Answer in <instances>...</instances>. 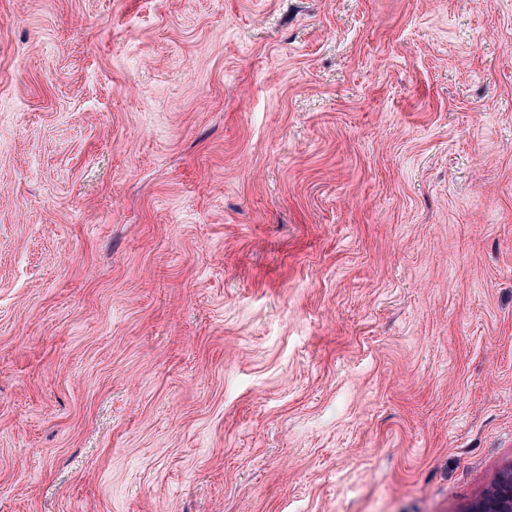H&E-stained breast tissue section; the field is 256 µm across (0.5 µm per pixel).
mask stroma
Returning <instances> with one entry per match:
<instances>
[{
    "mask_svg": "<svg viewBox=\"0 0 512 512\" xmlns=\"http://www.w3.org/2000/svg\"><path fill=\"white\" fill-rule=\"evenodd\" d=\"M511 463L512 0H0V512Z\"/></svg>",
    "mask_w": 512,
    "mask_h": 512,
    "instance_id": "35a3bbf8",
    "label": "stroma"
}]
</instances>
